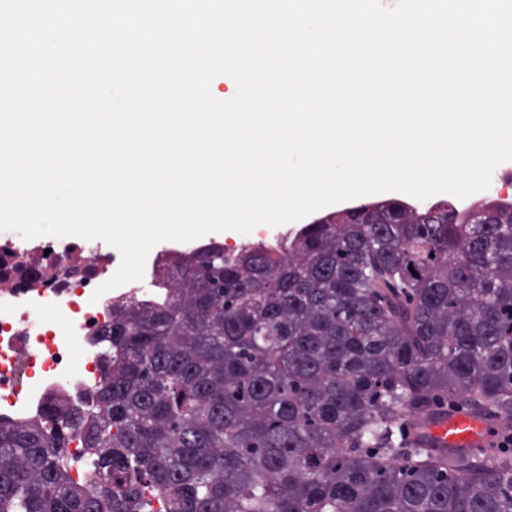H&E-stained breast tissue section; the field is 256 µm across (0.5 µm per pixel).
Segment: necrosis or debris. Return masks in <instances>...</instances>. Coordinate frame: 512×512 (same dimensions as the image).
Wrapping results in <instances>:
<instances>
[{"label":"necrosis or debris","instance_id":"1","mask_svg":"<svg viewBox=\"0 0 512 512\" xmlns=\"http://www.w3.org/2000/svg\"><path fill=\"white\" fill-rule=\"evenodd\" d=\"M205 244L202 238L159 243L148 255L142 281L97 298L94 290L117 270L120 254L112 246L99 239H81L49 250L1 233L0 253L9 252L18 270L0 275V419L34 420L51 399L73 408L91 405L106 351L94 333L111 324L113 304L151 303L166 296L177 278L160 277V269L174 258L200 252ZM47 263L54 266L47 286L22 284L21 271Z\"/></svg>","mask_w":512,"mask_h":512}]
</instances>
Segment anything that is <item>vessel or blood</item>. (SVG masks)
Segmentation results:
<instances>
[{
	"mask_svg": "<svg viewBox=\"0 0 512 512\" xmlns=\"http://www.w3.org/2000/svg\"><path fill=\"white\" fill-rule=\"evenodd\" d=\"M495 428L489 417L463 409L442 410L417 421L408 432L411 441L434 454L472 453L493 443Z\"/></svg>",
	"mask_w": 512,
	"mask_h": 512,
	"instance_id": "vessel-or-blood-1",
	"label": "vessel or blood"
}]
</instances>
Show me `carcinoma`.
<instances>
[{
	"mask_svg": "<svg viewBox=\"0 0 512 512\" xmlns=\"http://www.w3.org/2000/svg\"><path fill=\"white\" fill-rule=\"evenodd\" d=\"M180 271L168 301L112 308L90 409L0 421V512H143L147 489L161 512H512V449L404 434L463 402L512 438V206L390 199Z\"/></svg>",
	"mask_w": 512,
	"mask_h": 512,
	"instance_id": "obj_1",
	"label": "carcinoma"
}]
</instances>
